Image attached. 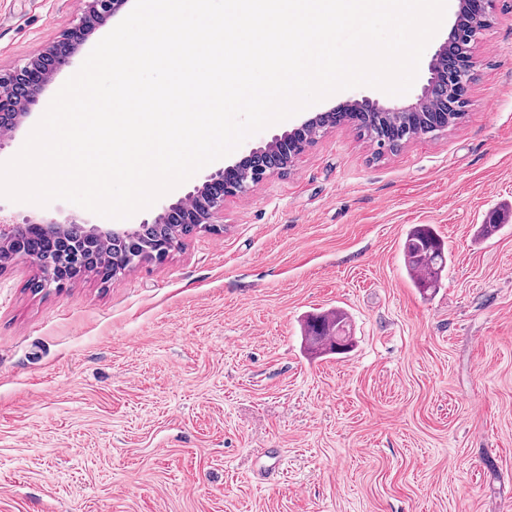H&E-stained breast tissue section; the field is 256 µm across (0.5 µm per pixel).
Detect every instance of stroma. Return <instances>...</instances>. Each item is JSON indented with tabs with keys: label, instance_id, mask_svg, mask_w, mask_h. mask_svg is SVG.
<instances>
[{
	"label": "stroma",
	"instance_id": "35a3bbf8",
	"mask_svg": "<svg viewBox=\"0 0 512 512\" xmlns=\"http://www.w3.org/2000/svg\"><path fill=\"white\" fill-rule=\"evenodd\" d=\"M86 0H0V69L76 25ZM93 30L13 133L118 25ZM470 103L448 132L379 151L327 128L290 168L224 200V229L111 279L39 289L0 266V512H512V0L474 45ZM362 97L339 91L250 137ZM237 148L127 221H154ZM0 212L104 219L55 201ZM431 225L441 288H416L402 248ZM340 309L354 347L320 358L306 315Z\"/></svg>",
	"mask_w": 512,
	"mask_h": 512
}]
</instances>
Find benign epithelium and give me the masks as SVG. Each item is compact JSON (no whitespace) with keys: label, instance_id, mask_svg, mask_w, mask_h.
<instances>
[{"label":"benign epithelium","instance_id":"obj_1","mask_svg":"<svg viewBox=\"0 0 512 512\" xmlns=\"http://www.w3.org/2000/svg\"><path fill=\"white\" fill-rule=\"evenodd\" d=\"M496 0H459V6L484 16H492ZM127 0H87V8L79 23L69 28L61 37L45 47L25 63L9 71H0V130H15L21 119L27 115L30 106L37 104L53 74L71 63L78 47L89 33L105 25L125 4ZM458 43L456 29L448 33V41L432 55L428 63V78L416 100L411 103H394L381 106L368 98L355 99L340 106V112H386L397 115L405 112H446L448 95H453L468 106L471 84V60L464 54L448 61V47ZM302 128L273 137L265 146L252 147L247 157L251 164L239 163L219 170L207 177L202 186L197 187L184 198L164 208L154 220L156 224H174L180 220V214L190 203L203 206V228L213 232L221 231L217 218L224 208V197L245 195L254 190L267 177L277 170L288 166L293 157L278 159L272 156L271 148L290 139L297 138ZM31 226L46 233L55 240L70 243L73 231L85 234L88 240L97 239L101 243L112 240L119 233L132 236L136 231L108 225H86L76 218L61 224L53 219L33 222ZM18 225L9 224L0 219V254L10 258H30L23 252L10 251Z\"/></svg>","mask_w":512,"mask_h":512}]
</instances>
